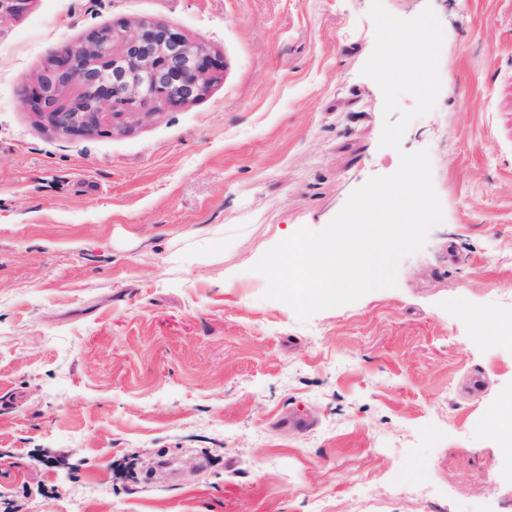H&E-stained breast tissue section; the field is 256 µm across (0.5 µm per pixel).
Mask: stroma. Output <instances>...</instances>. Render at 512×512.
Returning a JSON list of instances; mask_svg holds the SVG:
<instances>
[{"label": "stroma", "mask_w": 512, "mask_h": 512, "mask_svg": "<svg viewBox=\"0 0 512 512\" xmlns=\"http://www.w3.org/2000/svg\"><path fill=\"white\" fill-rule=\"evenodd\" d=\"M371 0H30L0 17V512H512V0L444 30L401 150ZM161 21L207 92L54 128L21 97L88 32ZM428 149L444 220L397 285L300 322L261 256Z\"/></svg>", "instance_id": "stroma-1"}]
</instances>
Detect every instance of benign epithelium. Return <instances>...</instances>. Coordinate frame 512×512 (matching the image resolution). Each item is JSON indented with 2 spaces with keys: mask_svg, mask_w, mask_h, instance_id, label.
<instances>
[{
  "mask_svg": "<svg viewBox=\"0 0 512 512\" xmlns=\"http://www.w3.org/2000/svg\"><path fill=\"white\" fill-rule=\"evenodd\" d=\"M92 32L85 45L63 50L39 78L30 100L66 133L97 129L103 108L113 117L150 115L154 104L198 99L208 88L215 60L162 22H142L120 35ZM78 88L73 102L58 105L59 94Z\"/></svg>",
  "mask_w": 512,
  "mask_h": 512,
  "instance_id": "obj_1",
  "label": "benign epithelium"
}]
</instances>
